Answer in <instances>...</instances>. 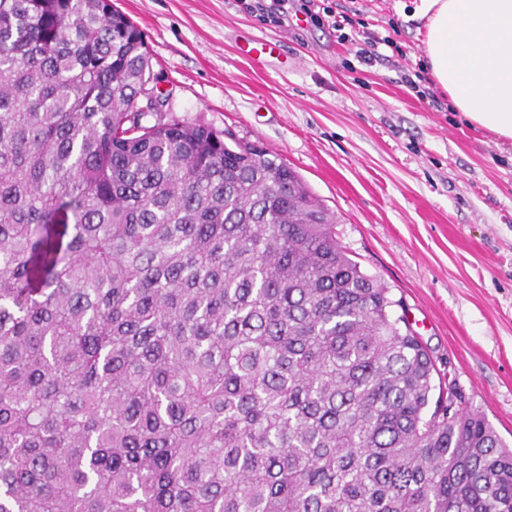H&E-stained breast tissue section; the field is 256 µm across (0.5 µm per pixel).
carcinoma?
I'll list each match as a JSON object with an SVG mask.
<instances>
[{
	"instance_id": "obj_1",
	"label": "carcinoma",
	"mask_w": 512,
	"mask_h": 512,
	"mask_svg": "<svg viewBox=\"0 0 512 512\" xmlns=\"http://www.w3.org/2000/svg\"><path fill=\"white\" fill-rule=\"evenodd\" d=\"M149 80L112 0H0V512H512L335 216Z\"/></svg>"
}]
</instances>
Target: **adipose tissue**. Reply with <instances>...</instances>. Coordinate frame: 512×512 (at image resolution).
Listing matches in <instances>:
<instances>
[{
    "mask_svg": "<svg viewBox=\"0 0 512 512\" xmlns=\"http://www.w3.org/2000/svg\"><path fill=\"white\" fill-rule=\"evenodd\" d=\"M423 51L454 111L512 143V0H421Z\"/></svg>",
    "mask_w": 512,
    "mask_h": 512,
    "instance_id": "obj_1",
    "label": "adipose tissue"
}]
</instances>
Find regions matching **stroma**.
Returning a JSON list of instances; mask_svg holds the SVG:
<instances>
[{"instance_id":"35a3bbf8","label":"stroma","mask_w":512,"mask_h":512,"mask_svg":"<svg viewBox=\"0 0 512 512\" xmlns=\"http://www.w3.org/2000/svg\"><path fill=\"white\" fill-rule=\"evenodd\" d=\"M144 32L161 112L277 154L336 216V237L402 300L439 369L512 446V148L356 62L331 25L261 24L242 0H114ZM419 0H327L392 36L429 76ZM280 55L251 62L248 38Z\"/></svg>"}]
</instances>
